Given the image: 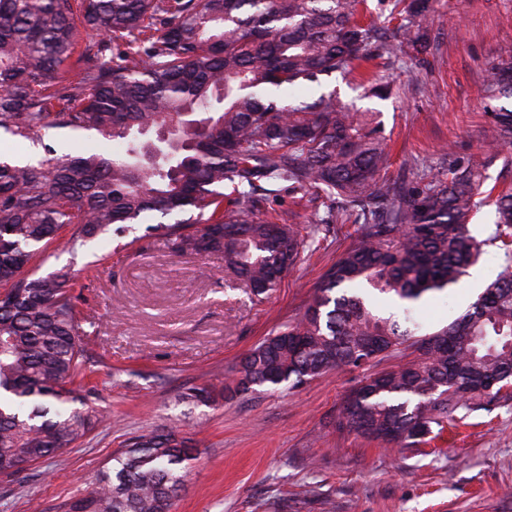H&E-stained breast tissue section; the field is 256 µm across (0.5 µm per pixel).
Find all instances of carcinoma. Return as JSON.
<instances>
[{"mask_svg": "<svg viewBox=\"0 0 512 512\" xmlns=\"http://www.w3.org/2000/svg\"><path fill=\"white\" fill-rule=\"evenodd\" d=\"M364 2L0 0V129L28 139L68 128L123 144L53 162L0 160V469L46 462L104 417L85 390L70 271L25 272L41 245L61 240L73 255L115 224L176 215L165 232L171 252L224 255L231 279L260 297L304 251L294 225L257 214L281 184L355 207L357 236L296 322L245 353L229 380L194 384L181 401L211 406L226 391L296 388L411 349L413 359L363 379L343 423L418 448L457 411L482 409L512 386V190H483L485 161L452 150L447 165L397 185L385 173L374 112L333 91L284 94L349 75L357 62L421 52L419 19L431 0H378L387 22L398 21L391 37L360 20ZM76 6L93 32L77 57ZM72 62L81 71L76 83L66 77ZM363 91L385 99L392 88L372 76ZM484 91L496 142L511 147V46L487 63ZM173 121L181 138L152 142L149 132ZM226 183L236 199L222 192ZM479 205L496 214L495 233L483 241L469 229ZM488 243L506 263L447 326L420 335L416 322L377 313L378 293L416 303L459 285ZM189 460L175 432H140L70 512H171V489Z\"/></svg>", "mask_w": 512, "mask_h": 512, "instance_id": "cac0c4a2", "label": "carcinoma"}]
</instances>
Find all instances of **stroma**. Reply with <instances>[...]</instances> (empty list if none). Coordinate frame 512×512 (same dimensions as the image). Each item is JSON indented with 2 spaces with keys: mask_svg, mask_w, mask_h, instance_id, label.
I'll list each match as a JSON object with an SVG mask.
<instances>
[{
  "mask_svg": "<svg viewBox=\"0 0 512 512\" xmlns=\"http://www.w3.org/2000/svg\"><path fill=\"white\" fill-rule=\"evenodd\" d=\"M424 28L430 47L416 68L391 58L377 75L396 95L361 98L358 75L327 80L345 102L376 111L388 144V177L415 179L447 151L483 154L494 137L483 97V68L512 44V0H434ZM83 134L55 128L26 140L0 130V156L46 160L94 149ZM259 213L315 233L300 261L268 298L234 287L222 254H174L160 232H112L78 255L49 243L29 269L69 268L77 309L88 319L82 338L85 384L106 420L79 446L17 475L0 477V512H67L86 493L121 442L148 428H167L194 450L171 512H512V397L470 412L421 449H402L349 429L341 413L369 375L397 365L377 359L297 388L226 395L210 406L183 404L200 377L225 379L241 357L299 319L326 271L349 248L356 225L322 229V202L282 191ZM493 207L478 208L470 231L486 241L475 265L479 281L425 296L413 318L434 332L476 300L501 269L503 252L488 238Z\"/></svg>",
  "mask_w": 512,
  "mask_h": 512,
  "instance_id": "stroma-1",
  "label": "stroma"
}]
</instances>
